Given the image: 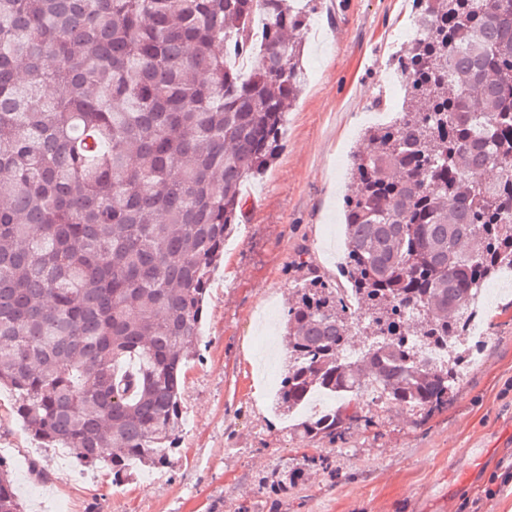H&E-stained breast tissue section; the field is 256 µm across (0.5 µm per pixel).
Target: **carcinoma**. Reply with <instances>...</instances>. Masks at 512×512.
<instances>
[{
    "label": "carcinoma",
    "instance_id": "cac0c4a2",
    "mask_svg": "<svg viewBox=\"0 0 512 512\" xmlns=\"http://www.w3.org/2000/svg\"><path fill=\"white\" fill-rule=\"evenodd\" d=\"M310 2L0 0V385L43 447L115 483L178 451L242 188L276 159L305 84ZM413 18L401 110L350 170L349 287L311 275L288 307L276 409L338 399L300 422L307 438L370 424L372 382L393 405L448 407L475 294L512 267V0H414ZM354 325L367 347L346 360ZM0 512H24L2 459Z\"/></svg>",
    "mask_w": 512,
    "mask_h": 512
}]
</instances>
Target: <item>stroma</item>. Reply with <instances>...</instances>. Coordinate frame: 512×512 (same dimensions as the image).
Instances as JSON below:
<instances>
[{
    "label": "stroma",
    "mask_w": 512,
    "mask_h": 512,
    "mask_svg": "<svg viewBox=\"0 0 512 512\" xmlns=\"http://www.w3.org/2000/svg\"><path fill=\"white\" fill-rule=\"evenodd\" d=\"M411 0H317L304 37L306 86L272 167L246 188L247 213L224 251L206 303L201 356L185 375L179 453L163 478L114 484L108 469L41 448L0 389V459L26 512H512V485L486 497L512 465V288L491 278L473 348L447 409L423 416L370 407V425L304 440L272 408L270 380L288 365L282 328L305 269L328 282L345 255L347 172L362 129L393 120L401 78L386 80ZM320 457L302 482L283 470Z\"/></svg>",
    "instance_id": "35a3bbf8"
}]
</instances>
